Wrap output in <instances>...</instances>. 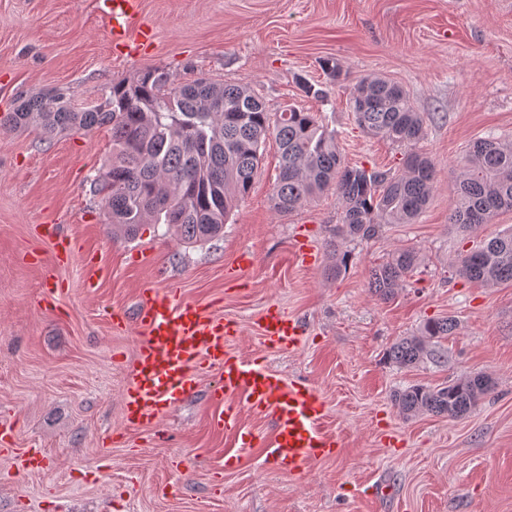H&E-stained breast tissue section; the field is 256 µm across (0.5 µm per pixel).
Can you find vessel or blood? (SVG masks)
Here are the masks:
<instances>
[{"label": "vessel or blood", "mask_w": 512, "mask_h": 512, "mask_svg": "<svg viewBox=\"0 0 512 512\" xmlns=\"http://www.w3.org/2000/svg\"><path fill=\"white\" fill-rule=\"evenodd\" d=\"M135 5L136 0H102L101 11L113 36L124 35ZM131 322L144 335L123 396L127 426H156L191 392L198 367L216 366L222 377L210 397L215 407L212 424L229 426L233 414L227 401L235 397L248 410L269 415L272 432L265 453L273 468L285 474L299 473L336 447L335 438L321 429L325 412L321 396L306 382L286 381L268 365L233 352L238 336L235 323L204 315L196 304L154 288L145 290L133 320L118 314L113 317L114 326L120 329ZM302 334L295 318L274 306L266 310L261 336L269 349H295Z\"/></svg>", "instance_id": "1"}]
</instances>
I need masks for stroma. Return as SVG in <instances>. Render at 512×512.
Returning a JSON list of instances; mask_svg holds the SVG:
<instances>
[{"mask_svg":"<svg viewBox=\"0 0 512 512\" xmlns=\"http://www.w3.org/2000/svg\"><path fill=\"white\" fill-rule=\"evenodd\" d=\"M145 30L151 39L129 53L115 49L99 0H0V117L51 87L90 109L112 83L160 68L176 85L203 75L254 87L272 113H318L346 164L395 171L404 148L363 133L348 101L356 82L380 75L403 86L425 119L417 148L435 163V189L415 223L347 242L350 260L335 276L342 202L329 192L275 212L274 140L223 236L200 245L162 224L113 236L88 183L112 151L110 126L49 140L0 130V428L11 431L0 440V512H512V285L456 274L474 240L448 226L469 144L512 140V0H141L128 37ZM326 59L344 82L327 78ZM302 78L325 98L306 96ZM299 240L315 263L298 258ZM408 247L420 264L380 299L372 269ZM149 288L235 322L245 358L309 383L337 452L303 473H279L265 456L269 417L242 408L238 431L212 425L215 367L155 427L126 426L140 336L114 329L111 316H133ZM272 304L302 323L296 349L263 345ZM444 316L457 329L441 340L439 361H386L392 343ZM477 373L493 387L463 417L407 418L394 404L409 386ZM21 448L41 449L50 465L17 472Z\"/></svg>","mask_w":512,"mask_h":512,"instance_id":"35a3bbf8","label":"stroma"}]
</instances>
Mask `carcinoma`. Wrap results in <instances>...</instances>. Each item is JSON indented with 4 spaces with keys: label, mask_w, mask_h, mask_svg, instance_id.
<instances>
[{
    "label": "carcinoma",
    "mask_w": 512,
    "mask_h": 512,
    "mask_svg": "<svg viewBox=\"0 0 512 512\" xmlns=\"http://www.w3.org/2000/svg\"><path fill=\"white\" fill-rule=\"evenodd\" d=\"M350 105L365 134L412 147L402 172L344 165L336 134L314 112L290 107L272 119L249 87L205 77L172 87L168 73L158 68L112 84L104 104L85 111L74 110L62 90L44 89L0 118V129L37 127L55 136L110 125L112 155L90 185L112 234L133 237L144 224L162 223L187 244L224 232L236 201L257 176L261 148L272 135L280 151L272 193L276 212L291 213L333 189L344 205L336 240H369L387 224L416 221L434 189L435 168L413 150L424 135V119L399 85L380 77L363 79L351 88ZM458 171L448 223L474 236L500 212L512 210V142L474 141ZM418 262L415 250L398 251L371 271L370 288L382 299L392 297ZM457 272L486 286L512 284V230L485 238L462 255ZM456 328L450 316L430 320L394 342L387 359L398 367L432 360L440 340ZM490 389L489 377L478 374L443 387L413 385L393 400L407 418L459 417Z\"/></svg>",
    "instance_id": "obj_1"
}]
</instances>
